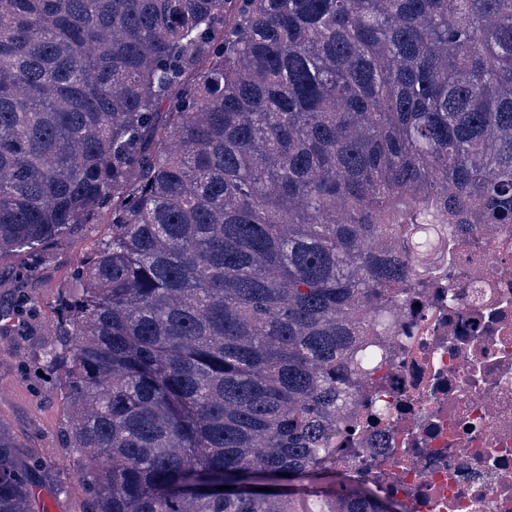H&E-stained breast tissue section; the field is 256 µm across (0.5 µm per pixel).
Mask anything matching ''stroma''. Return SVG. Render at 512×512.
Returning <instances> with one entry per match:
<instances>
[{
	"label": "stroma",
	"mask_w": 512,
	"mask_h": 512,
	"mask_svg": "<svg viewBox=\"0 0 512 512\" xmlns=\"http://www.w3.org/2000/svg\"><path fill=\"white\" fill-rule=\"evenodd\" d=\"M104 230L101 224H81L55 241L46 250L40 277L32 285L40 316L26 320L20 331L8 322L0 325V422L20 439L27 452L49 465L38 490L44 512H82L83 461L78 453L60 444L65 407L59 388L52 384L34 387L23 369L37 362L46 341L56 332L52 306L58 289L81 294V283L70 278V266L90 237Z\"/></svg>",
	"instance_id": "obj_1"
}]
</instances>
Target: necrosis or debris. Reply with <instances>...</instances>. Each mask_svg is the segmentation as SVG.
<instances>
[{
  "instance_id": "4bbe7bcc",
  "label": "necrosis or debris",
  "mask_w": 512,
  "mask_h": 512,
  "mask_svg": "<svg viewBox=\"0 0 512 512\" xmlns=\"http://www.w3.org/2000/svg\"><path fill=\"white\" fill-rule=\"evenodd\" d=\"M374 343L330 463L398 512H512V225L477 224Z\"/></svg>"
}]
</instances>
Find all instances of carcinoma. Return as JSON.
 <instances>
[{"mask_svg": "<svg viewBox=\"0 0 512 512\" xmlns=\"http://www.w3.org/2000/svg\"><path fill=\"white\" fill-rule=\"evenodd\" d=\"M77 224L40 370L83 512H299L368 337L512 224V0H0V259Z\"/></svg>", "mask_w": 512, "mask_h": 512, "instance_id": "cac0c4a2", "label": "carcinoma"}]
</instances>
